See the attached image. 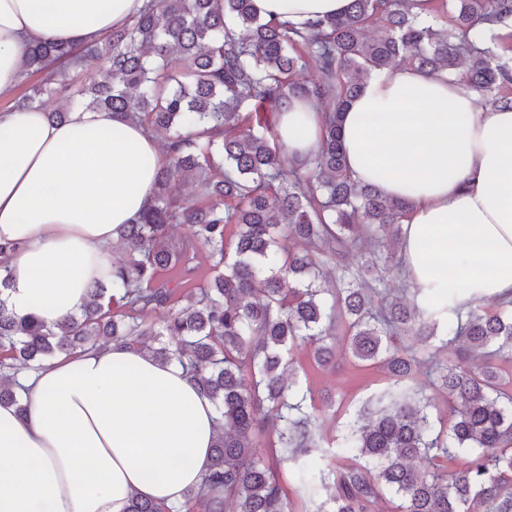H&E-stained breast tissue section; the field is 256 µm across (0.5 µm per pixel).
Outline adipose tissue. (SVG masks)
<instances>
[{
  "mask_svg": "<svg viewBox=\"0 0 512 512\" xmlns=\"http://www.w3.org/2000/svg\"><path fill=\"white\" fill-rule=\"evenodd\" d=\"M145 0H0V100L24 78L29 45L82 47ZM350 0H253L258 15L302 27ZM322 114L292 100L277 130L313 151ZM353 178L405 202L398 260L409 283L455 280L458 302L512 298V110L481 104L447 72L372 74L343 116ZM165 161L157 136L105 110L68 121L0 113V242L7 305L46 325L80 313L112 268L123 225L149 205ZM25 410L0 405V512H124L131 496L182 502L216 437L211 401L175 364L128 344L54 360L23 380Z\"/></svg>",
  "mask_w": 512,
  "mask_h": 512,
  "instance_id": "obj_1",
  "label": "adipose tissue"
}]
</instances>
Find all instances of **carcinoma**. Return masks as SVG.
<instances>
[{
    "mask_svg": "<svg viewBox=\"0 0 512 512\" xmlns=\"http://www.w3.org/2000/svg\"><path fill=\"white\" fill-rule=\"evenodd\" d=\"M427 2L428 23L417 0H351L345 14L300 29L261 19L252 0H147L78 53L48 41L27 49L26 72L47 76L17 107L57 98L53 121L75 107L104 109L165 141L153 202L120 230L126 256L92 284L80 314L53 326L15 316L0 265V404L21 405L18 372L118 342L181 365L213 403L218 434L202 484L178 505L132 497L124 512H294L279 449L296 462L298 494L327 495L316 512H375L388 494L396 512H512V300L494 310L470 301L462 312L408 285L409 295L374 308L373 283L407 206L355 181L340 139L348 102L398 61L446 70L512 110V67L491 47L512 22V0ZM89 60L101 64L97 77H71ZM310 61L317 75L297 79ZM294 98L323 111L317 150L304 158L277 132ZM180 182L194 193H177ZM175 224L191 236L174 239ZM199 250L219 273L196 283ZM327 264L339 275L322 281ZM450 310L443 344L455 358L442 361L435 341ZM409 335L417 356L392 343ZM304 348L321 369L340 353L388 380L357 410L339 457L315 470L304 458L324 442L317 412L336 400L299 393L283 354ZM425 363L448 396L438 429L414 386Z\"/></svg>",
    "mask_w": 512,
    "mask_h": 512,
    "instance_id": "carcinoma-1",
    "label": "carcinoma"
}]
</instances>
